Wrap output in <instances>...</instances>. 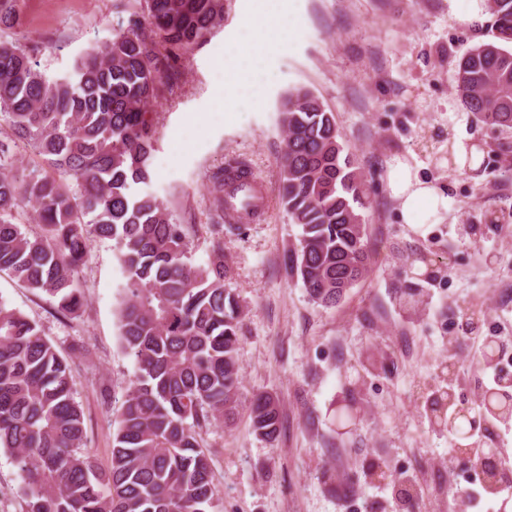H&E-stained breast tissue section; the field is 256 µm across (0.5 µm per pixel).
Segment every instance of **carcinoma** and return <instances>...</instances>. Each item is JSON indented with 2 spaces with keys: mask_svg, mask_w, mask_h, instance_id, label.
<instances>
[{
  "mask_svg": "<svg viewBox=\"0 0 512 512\" xmlns=\"http://www.w3.org/2000/svg\"><path fill=\"white\" fill-rule=\"evenodd\" d=\"M23 0H0V31L14 28ZM495 40L459 58L454 88L477 121L512 129V0H489ZM224 18V0H144L112 39L91 47L72 72L49 81L17 41L0 40V271L49 294L57 308L83 306L78 269L92 242L115 243L126 282L118 307L120 343L136 370L101 468L84 448L83 413L68 360L36 322L0 301V447L25 489L24 512H214L215 488L198 429L240 406L237 350L241 306L224 288L232 268L219 239L206 264L189 262L190 226L149 182L157 129L149 111L173 61L201 44ZM279 198L300 228L288 267L309 297L334 306L336 275L369 271L362 174L340 142L334 114L311 91L288 95ZM42 165L12 173L19 150ZM256 192L243 164L213 176V206ZM32 207L38 233L16 222ZM253 431L275 440L279 404L248 403Z\"/></svg>",
  "mask_w": 512,
  "mask_h": 512,
  "instance_id": "cac0c4a2",
  "label": "carcinoma"
}]
</instances>
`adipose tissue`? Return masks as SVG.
I'll return each instance as SVG.
<instances>
[{"label": "adipose tissue", "instance_id": "obj_1", "mask_svg": "<svg viewBox=\"0 0 512 512\" xmlns=\"http://www.w3.org/2000/svg\"><path fill=\"white\" fill-rule=\"evenodd\" d=\"M240 18L238 36L227 44L216 67L231 75L234 85L217 99L220 109L230 112L250 107L259 99L268 78L267 52L294 36L285 0H255ZM399 199L405 223L417 224L420 217L438 218L448 200L434 185L413 175L405 164H397L389 180Z\"/></svg>", "mask_w": 512, "mask_h": 512}]
</instances>
